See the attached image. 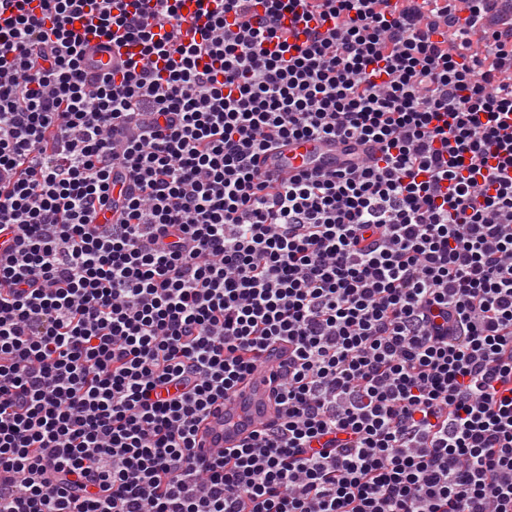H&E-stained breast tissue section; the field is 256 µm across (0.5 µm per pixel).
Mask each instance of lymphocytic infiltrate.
Segmentation results:
<instances>
[{"label": "lymphocytic infiltrate", "instance_id": "obj_1", "mask_svg": "<svg viewBox=\"0 0 512 512\" xmlns=\"http://www.w3.org/2000/svg\"><path fill=\"white\" fill-rule=\"evenodd\" d=\"M106 2L0 0V512H512L491 0ZM94 7L138 53L90 85ZM323 138L371 151L256 164ZM275 343L278 423L199 451ZM363 147L332 140L290 141L259 155V167L271 177H286L306 169L333 171L341 167Z\"/></svg>", "mask_w": 512, "mask_h": 512}]
</instances>
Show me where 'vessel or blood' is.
Masks as SVG:
<instances>
[{"instance_id": "1", "label": "vessel or blood", "mask_w": 512, "mask_h": 512, "mask_svg": "<svg viewBox=\"0 0 512 512\" xmlns=\"http://www.w3.org/2000/svg\"><path fill=\"white\" fill-rule=\"evenodd\" d=\"M128 48L113 49L108 40L89 37L83 66L88 75L99 76L127 60ZM357 148L332 141H290L259 155V167L271 177H286L307 169L334 170L350 160ZM287 360L285 353L268 355L264 368L255 371L219 403L198 431L200 448H236L261 424L276 420L278 406L270 376Z\"/></svg>"}]
</instances>
